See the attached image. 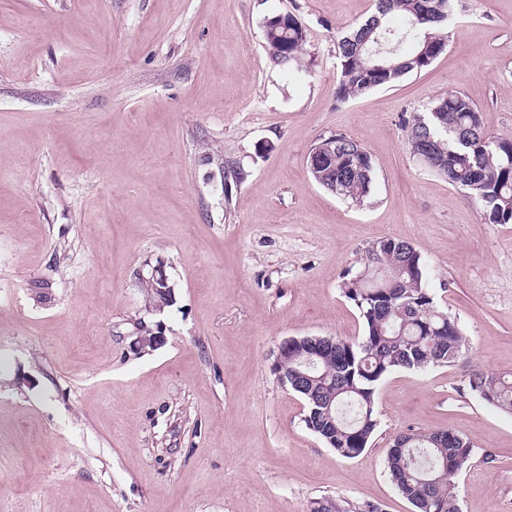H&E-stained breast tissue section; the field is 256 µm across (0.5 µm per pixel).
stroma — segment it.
I'll return each instance as SVG.
<instances>
[{
    "label": "stroma",
    "mask_w": 512,
    "mask_h": 512,
    "mask_svg": "<svg viewBox=\"0 0 512 512\" xmlns=\"http://www.w3.org/2000/svg\"><path fill=\"white\" fill-rule=\"evenodd\" d=\"M373 0H0V512H307L332 497L414 512L399 432L475 450L462 512H512V413L473 372L512 377V224L407 147L404 119L457 90L512 136V0H455L448 48L399 84L337 100L336 33ZM308 28L301 71L265 18ZM343 134L370 154L363 204L311 177ZM245 179L224 195V169ZM411 243L466 347L380 384L378 427L338 456L273 371L288 337L363 333L343 296L364 250ZM163 263L155 309L136 273ZM161 335L137 350L139 335Z\"/></svg>",
    "instance_id": "1"
}]
</instances>
